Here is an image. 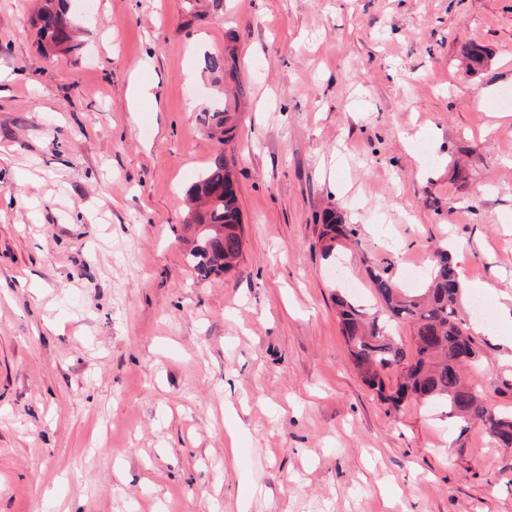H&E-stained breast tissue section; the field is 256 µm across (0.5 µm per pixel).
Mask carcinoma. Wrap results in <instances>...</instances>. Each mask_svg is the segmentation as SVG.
Here are the masks:
<instances>
[{"label": "carcinoma", "mask_w": 512, "mask_h": 512, "mask_svg": "<svg viewBox=\"0 0 512 512\" xmlns=\"http://www.w3.org/2000/svg\"><path fill=\"white\" fill-rule=\"evenodd\" d=\"M53 2L45 0L36 15L40 46L65 44L72 52L77 45L67 5ZM231 183L233 173L218 156L189 192L196 204L190 223L199 227V245L187 260L205 277L233 270L242 255L243 224ZM354 234L335 209L323 212L318 240L325 257H333L336 247ZM368 275L376 308L339 289L335 297L341 333L361 382L395 409L407 399L442 404L459 433L480 423L496 443L512 448V412L489 410L466 382L465 368L477 367L479 350L460 312L463 283L448 249L434 251L423 288L404 290L385 268L371 266ZM404 324L413 330L408 344L390 332V326ZM391 371L396 380L389 388L386 378Z\"/></svg>", "instance_id": "1"}]
</instances>
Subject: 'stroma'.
<instances>
[{"label":"stroma","mask_w":512,"mask_h":512,"mask_svg":"<svg viewBox=\"0 0 512 512\" xmlns=\"http://www.w3.org/2000/svg\"><path fill=\"white\" fill-rule=\"evenodd\" d=\"M38 6L0 0V512H512V448L363 386L333 301L438 242L464 300L512 295V0H91L57 55ZM219 156L242 258L203 278ZM466 319L512 410V328ZM233 181L232 171L219 156L189 192L196 204L189 223L199 227V245L187 260L204 277L233 270L242 255L241 211L236 191L229 188ZM355 229L351 224H346L344 217L329 208L323 212L321 224H318V240L323 244L322 251L327 258L334 256L336 247L345 241L351 243Z\"/></svg>","instance_id":"35a3bbf8"}]
</instances>
